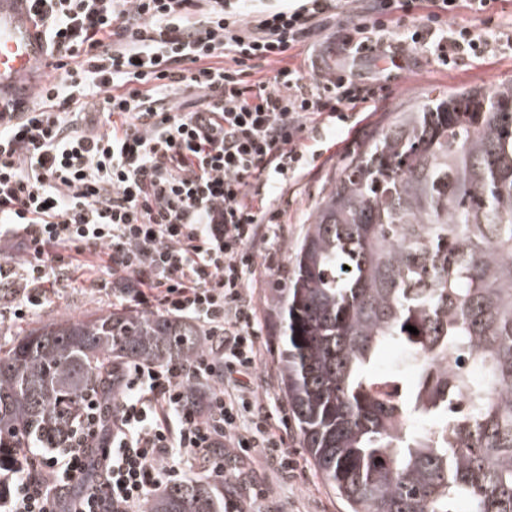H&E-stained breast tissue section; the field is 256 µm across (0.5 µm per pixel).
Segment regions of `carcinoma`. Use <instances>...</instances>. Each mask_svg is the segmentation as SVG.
<instances>
[{
    "instance_id": "cac0c4a2",
    "label": "carcinoma",
    "mask_w": 512,
    "mask_h": 512,
    "mask_svg": "<svg viewBox=\"0 0 512 512\" xmlns=\"http://www.w3.org/2000/svg\"><path fill=\"white\" fill-rule=\"evenodd\" d=\"M272 328L302 443L350 512H512V82L431 91L353 154ZM389 348L410 371L377 368ZM203 349L159 313L45 323L0 348V448H65L86 395L114 405L128 365ZM234 468L211 448L146 512H225Z\"/></svg>"
}]
</instances>
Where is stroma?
Here are the masks:
<instances>
[{"label":"stroma","mask_w":512,"mask_h":512,"mask_svg":"<svg viewBox=\"0 0 512 512\" xmlns=\"http://www.w3.org/2000/svg\"><path fill=\"white\" fill-rule=\"evenodd\" d=\"M362 73L379 75L389 87L385 101L368 112L356 114L335 131L318 126L307 140L316 156L308 172L292 181L282 203L280 221L285 226L284 246H269L258 258L253 299L264 328L261 362L254 385L264 402L269 403L276 421L287 428L289 450L295 451L300 466L293 476L275 481L276 494L268 500L253 499L244 493L249 512H347L346 504L326 485L312 458L304 448L283 395L273 362L274 341L269 333L272 323L271 293L282 287L284 272L291 266L295 250L311 220L317 202L329 190L343 165L358 147L380 132L396 112L420 104L428 91L453 92L463 87L491 88L512 81V43L500 41L489 59L463 61L457 68L446 69L424 54L408 57L404 69L377 73L369 63H362ZM111 276L103 269L78 272L77 276L58 280L48 297L23 317H15L13 301L0 299V343L59 318L83 319L111 311Z\"/></svg>","instance_id":"35a3bbf8"}]
</instances>
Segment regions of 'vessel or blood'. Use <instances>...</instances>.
<instances>
[{
    "instance_id": "obj_1",
    "label": "vessel or blood",
    "mask_w": 512,
    "mask_h": 512,
    "mask_svg": "<svg viewBox=\"0 0 512 512\" xmlns=\"http://www.w3.org/2000/svg\"><path fill=\"white\" fill-rule=\"evenodd\" d=\"M50 70L27 0H0V101L26 102Z\"/></svg>"
}]
</instances>
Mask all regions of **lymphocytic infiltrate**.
Listing matches in <instances>:
<instances>
[{
    "mask_svg": "<svg viewBox=\"0 0 512 512\" xmlns=\"http://www.w3.org/2000/svg\"><path fill=\"white\" fill-rule=\"evenodd\" d=\"M492 2L353 6L335 78L311 83L287 59L318 41L337 0H30L56 64L31 106L0 122V239L26 253L0 263V287L22 315L97 260L121 307L194 323L206 346L189 363L129 366L116 419L90 400L69 447L18 454L0 512H144L166 476L210 448L245 461L240 482L296 472L252 387L262 330L250 281L260 246L285 238L276 191L308 165L313 123L346 121L381 95L356 70L362 47L386 46L370 31L409 18L397 55L452 67L490 52ZM462 6L472 20H458ZM421 11L428 27L411 22ZM181 89L196 92L192 111ZM192 382L212 383L206 409L187 404ZM92 466L98 486L75 491Z\"/></svg>",
    "mask_w": 512,
    "mask_h": 512,
    "instance_id": "1",
    "label": "lymphocytic infiltrate"
}]
</instances>
